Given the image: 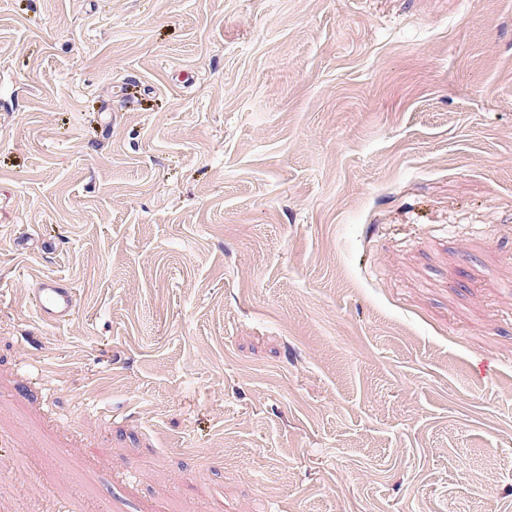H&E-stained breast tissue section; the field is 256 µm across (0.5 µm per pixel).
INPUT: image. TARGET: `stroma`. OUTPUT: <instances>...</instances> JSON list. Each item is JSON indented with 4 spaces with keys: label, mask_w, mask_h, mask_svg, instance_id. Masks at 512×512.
<instances>
[{
    "label": "stroma",
    "mask_w": 512,
    "mask_h": 512,
    "mask_svg": "<svg viewBox=\"0 0 512 512\" xmlns=\"http://www.w3.org/2000/svg\"><path fill=\"white\" fill-rule=\"evenodd\" d=\"M0 512H512V0H0ZM36 317L47 324H63L74 312V289L61 279L42 276L27 280Z\"/></svg>",
    "instance_id": "1"
}]
</instances>
